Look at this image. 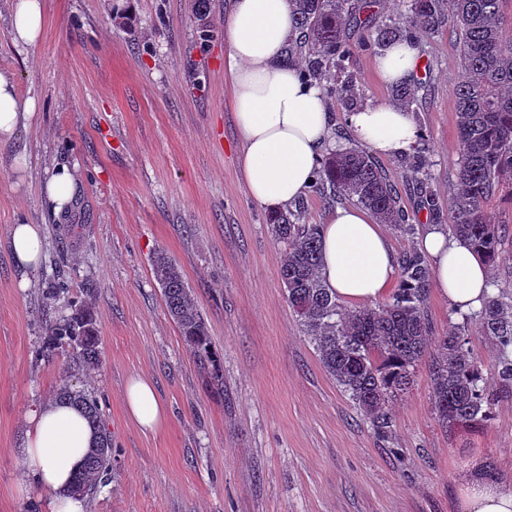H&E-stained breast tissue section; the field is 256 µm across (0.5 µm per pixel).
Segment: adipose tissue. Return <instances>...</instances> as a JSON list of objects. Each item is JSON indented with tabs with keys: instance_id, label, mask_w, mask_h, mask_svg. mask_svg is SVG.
Masks as SVG:
<instances>
[{
	"instance_id": "1",
	"label": "adipose tissue",
	"mask_w": 512,
	"mask_h": 512,
	"mask_svg": "<svg viewBox=\"0 0 512 512\" xmlns=\"http://www.w3.org/2000/svg\"><path fill=\"white\" fill-rule=\"evenodd\" d=\"M45 25L44 0H17L13 43L35 47ZM293 30L290 0H232L226 18L225 65L232 77L233 111L242 143L241 173L251 199L281 207L303 195L312 183L316 162L329 134V104L317 85L301 81L295 66L282 60ZM419 66L412 46L386 47L375 60L374 74L385 85L410 81ZM34 100L19 102L11 73L0 71V142L14 139L21 126L33 123ZM353 135L375 154L409 153L419 131L403 106L382 101L348 115ZM322 242L320 276L337 299L351 306L386 301L394 287L396 256L382 226L352 205L331 210L318 227ZM8 244L16 262L35 269L44 236L40 225L18 220L10 225ZM419 247L428 256L433 286L460 313L481 309L492 292L484 261L464 240L449 236L443 224L426 225ZM126 411L142 429L155 431L166 410L153 384L131 378L125 389ZM30 428L22 455L32 481L47 495V512H84L71 485L81 470L95 434L81 410L53 401L28 413ZM461 512H512V490L475 480L465 486Z\"/></svg>"
}]
</instances>
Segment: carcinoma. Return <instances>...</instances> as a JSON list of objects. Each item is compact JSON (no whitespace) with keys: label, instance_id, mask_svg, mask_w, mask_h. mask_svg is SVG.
Returning <instances> with one entry per match:
<instances>
[{"label":"carcinoma","instance_id":"1","mask_svg":"<svg viewBox=\"0 0 512 512\" xmlns=\"http://www.w3.org/2000/svg\"><path fill=\"white\" fill-rule=\"evenodd\" d=\"M295 37L285 46V57H304L299 75L318 85L326 98L345 96L350 85H336L329 72L348 57L353 47L346 36L348 0H290ZM512 0H409L408 11L393 24H375L373 43L386 47L412 43L438 27L444 9L451 10L461 32L462 75L455 87V110L460 143L456 191L448 210L450 231L466 239L490 269L503 259L501 235L489 202L512 187V38L506 27L505 6ZM311 192L330 203L340 198L357 202L381 224L412 235L413 218L400 204L385 169L363 149L345 148L323 159L315 172ZM282 260L279 276L291 307L311 338L325 372L349 396L380 438L392 436L389 402L406 393L417 366L430 357L432 403L445 429L459 424L488 422L492 406L512 396V293L489 296L481 310L463 315L477 320L483 333L499 349L492 370L468 346L462 326H452L440 336L427 313L432 287L428 260L416 248L398 259L399 286L389 301L343 314L336 296L318 276L321 260L317 225L305 222V204L267 215ZM152 270L161 286L167 312L182 339L212 386L224 390L221 360L207 323L202 317L180 267L159 253ZM46 303L61 302L71 313L47 326L43 355L68 346L73 367L98 368L100 334L92 302L70 300L69 288L58 280L45 289ZM495 377L499 390L486 387ZM55 397L84 410L96 433L75 488L85 496L112 478V436L102 422L100 400L73 387L70 371L60 379Z\"/></svg>","mask_w":512,"mask_h":512}]
</instances>
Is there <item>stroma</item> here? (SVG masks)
<instances>
[{
	"label": "stroma",
	"mask_w": 512,
	"mask_h": 512,
	"mask_svg": "<svg viewBox=\"0 0 512 512\" xmlns=\"http://www.w3.org/2000/svg\"><path fill=\"white\" fill-rule=\"evenodd\" d=\"M13 0H0V71L38 117L16 142L0 143V512H44L18 449L26 415L53 396L68 351L41 357L43 292L54 277L75 301L91 300L102 364L73 385L100 398L112 436V480L85 512H459L464 483L493 463L512 488V398L488 424L443 429L427 365L392 404L393 436L379 440L324 371L288 306L281 248L267 208L248 195L241 140L224 70L231 0H45V28L26 52L13 44ZM206 24L209 42L197 28ZM336 74L352 96L331 102L336 145L357 147L345 115L388 101L374 74L377 49L359 45ZM460 29L448 20L416 50L426 68L412 112L424 139L428 178L406 176L405 158H381L416 224L431 206L447 213L460 158L454 89ZM27 151L29 168L18 167ZM77 167V208L59 221L42 189L48 170ZM42 225L45 257L23 273L7 232L19 218ZM175 259L223 355L224 393L215 395L169 317L151 258ZM29 278L20 290V278ZM436 332L463 325L474 353L493 366L499 352L477 321L463 322L430 295ZM151 380L168 410L158 431L127 415L130 378Z\"/></svg>",
	"instance_id": "obj_1"
}]
</instances>
